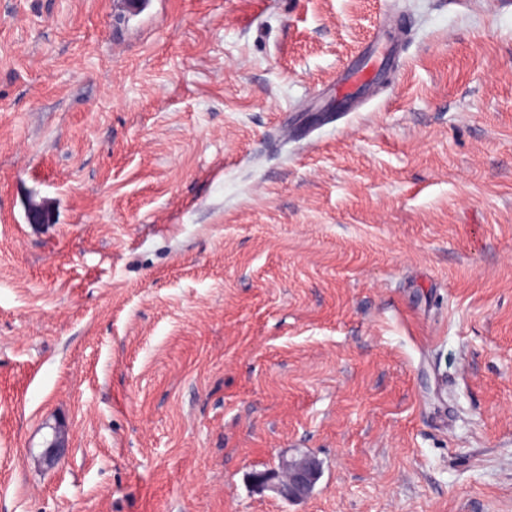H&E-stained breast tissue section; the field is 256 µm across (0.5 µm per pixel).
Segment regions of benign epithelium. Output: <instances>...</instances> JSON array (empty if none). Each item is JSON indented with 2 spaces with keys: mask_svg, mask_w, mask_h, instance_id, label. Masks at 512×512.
Here are the masks:
<instances>
[{
  "mask_svg": "<svg viewBox=\"0 0 512 512\" xmlns=\"http://www.w3.org/2000/svg\"><path fill=\"white\" fill-rule=\"evenodd\" d=\"M66 440L59 427L53 428L51 439L46 441L39 458L48 466L58 464L66 453ZM322 474V463L312 453L282 462L275 470L251 476L252 484L259 490H270L287 502L301 501L313 491Z\"/></svg>",
  "mask_w": 512,
  "mask_h": 512,
  "instance_id": "1",
  "label": "benign epithelium"
}]
</instances>
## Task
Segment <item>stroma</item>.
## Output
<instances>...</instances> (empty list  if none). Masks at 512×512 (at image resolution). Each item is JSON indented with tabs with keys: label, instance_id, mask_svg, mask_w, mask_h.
<instances>
[{
	"label": "stroma",
	"instance_id": "35a3bbf8",
	"mask_svg": "<svg viewBox=\"0 0 512 512\" xmlns=\"http://www.w3.org/2000/svg\"><path fill=\"white\" fill-rule=\"evenodd\" d=\"M0 512H512V8L0 0ZM375 78L376 73L368 70L366 66L348 65L344 67L334 89L336 100L347 104L358 90L373 83ZM66 447V440L61 428L54 427L51 439L46 441V446L40 452L39 458L47 466H54L64 458ZM322 474L321 461L311 452L284 461L278 469L251 476L261 491L270 490L287 502L301 501L313 491Z\"/></svg>",
	"mask_w": 512,
	"mask_h": 512
}]
</instances>
